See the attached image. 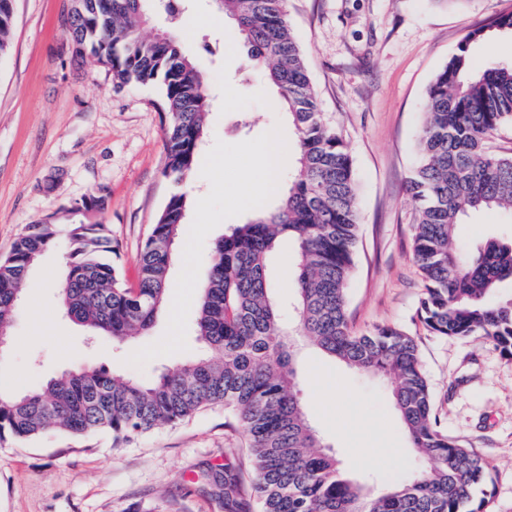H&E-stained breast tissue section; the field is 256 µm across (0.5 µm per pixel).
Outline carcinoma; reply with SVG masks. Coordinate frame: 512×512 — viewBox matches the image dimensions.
Returning <instances> with one entry per match:
<instances>
[{"label":"carcinoma","mask_w":512,"mask_h":512,"mask_svg":"<svg viewBox=\"0 0 512 512\" xmlns=\"http://www.w3.org/2000/svg\"><path fill=\"white\" fill-rule=\"evenodd\" d=\"M150 0H72L65 35L72 56H89L118 85H161L167 124L165 176L181 184L195 170L208 110L203 76L170 33L143 32ZM235 20L252 65L275 86L295 127L288 187L274 207L234 227L211 249L200 286L196 341L216 350L144 383L87 365L21 392L0 390V441L25 442L54 429L85 436L102 430L129 440L191 419L220 404L247 433L260 512H485L482 457L438 429L418 346L391 326L355 334L346 296L359 226L347 147L323 112L286 0H219ZM13 0H0V56L11 44ZM512 32V14L468 32L435 75L424 101L409 192L418 212L413 256L423 283L419 316L440 336L490 339L512 356V238L473 249L451 246L460 218L497 209L512 217V156L486 142L512 125V63L473 66L474 46L489 31ZM189 205L171 195L139 257V281L127 286L112 265L104 224H70L61 289L65 314L94 336L122 344L148 331L167 297L173 244ZM280 238L297 246V315L285 324L268 283ZM59 245V225H28L0 260V327L13 322L21 288L41 256ZM314 347L348 367L392 381V399L410 443L426 466L388 481L382 493L343 472L321 446L300 399L301 350ZM247 507L236 468L224 467V509Z\"/></svg>","instance_id":"carcinoma-1"}]
</instances>
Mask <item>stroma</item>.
<instances>
[{
  "instance_id": "stroma-1",
  "label": "stroma",
  "mask_w": 512,
  "mask_h": 512,
  "mask_svg": "<svg viewBox=\"0 0 512 512\" xmlns=\"http://www.w3.org/2000/svg\"><path fill=\"white\" fill-rule=\"evenodd\" d=\"M69 0H15L11 50L0 59V259L28 224H105L113 262L135 286L141 249L175 189L188 209L174 246L168 294L136 352L89 341L61 311L62 249L28 278L0 381L22 390L65 370L95 365L142 382L201 354L197 296L213 242L246 222L253 149L275 141L284 158L271 172L288 184L296 132L270 100L276 88L249 63L234 21L211 0H183L175 35L208 82L209 114L199 163L174 186L165 177L160 85L117 90L107 69L72 58L61 18ZM512 13V0H288L321 109L342 136L359 184L360 224L347 292L350 327L393 326L418 344L439 428L485 460L489 512H512V356L476 337L439 336L418 316L423 280L413 260L417 209L407 184L426 90L468 31ZM103 198L101 210L76 202ZM502 212L463 217L453 244L473 247L512 235ZM296 252L281 242L268 266L272 294L294 311ZM301 401L313 426L349 475L404 474L421 461L391 402L390 381L351 370L306 349ZM245 488L254 473L243 427L223 407L114 444L111 432H52L0 443V512H224V465Z\"/></svg>"
}]
</instances>
